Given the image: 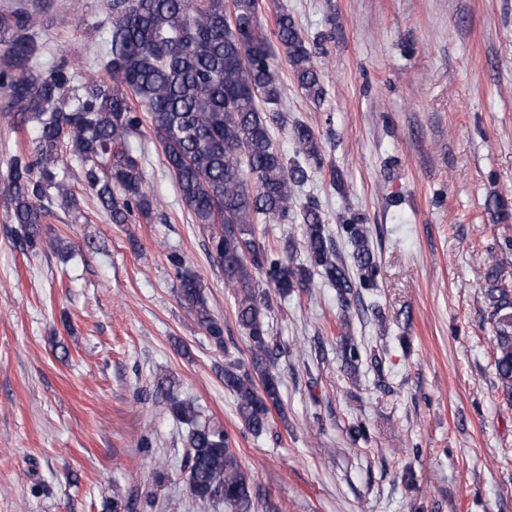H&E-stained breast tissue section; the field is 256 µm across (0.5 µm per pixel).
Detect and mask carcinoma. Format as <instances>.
Here are the masks:
<instances>
[{"label":"carcinoma","mask_w":512,"mask_h":512,"mask_svg":"<svg viewBox=\"0 0 512 512\" xmlns=\"http://www.w3.org/2000/svg\"><path fill=\"white\" fill-rule=\"evenodd\" d=\"M112 13L103 67L112 86L79 79L66 60L35 72L40 54L35 28L45 9L40 0H16L0 11V88L9 93L6 110L37 129L35 155L15 158L0 192L10 203V221L20 226L30 247L41 243L51 191L70 190L60 173L75 160L114 224L146 215L153 201L144 187L140 163L127 148L141 131L136 99L148 112L173 173L184 206L208 233V252L224 272V284L237 298V320L248 338L247 362H224V386L234 395L238 415L255 436L270 426L271 410L281 406V380L275 373L286 350L270 336V290L283 297L311 287L314 277L336 292L341 310L378 287L380 264L364 217L350 209L336 216L337 236L350 247L337 248L324 214L313 200L298 204L297 191L308 168L323 166L325 144L310 125L275 112L290 128L296 158L274 146L266 112L281 104L284 86L276 69L282 53L302 94L325 99L322 66L296 18L281 8L275 28L259 16V0H108ZM300 222L305 260L295 262L293 243L271 248L257 225ZM180 266L179 295L197 324L224 342V323L209 308L196 274ZM486 290L493 335L496 388L512 404V289L500 272H487ZM337 353L350 376L358 373L362 349L345 330ZM169 413L188 426L187 483L200 502L224 504L227 512H255L248 474L229 436L201 419L196 406L160 383Z\"/></svg>","instance_id":"1"}]
</instances>
